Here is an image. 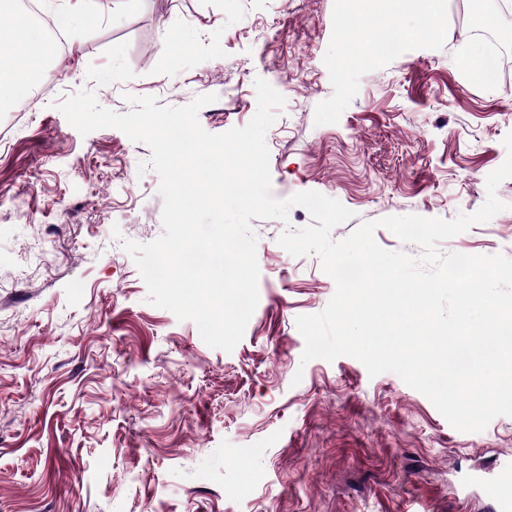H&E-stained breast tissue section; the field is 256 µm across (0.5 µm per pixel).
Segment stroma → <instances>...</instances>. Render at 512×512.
Wrapping results in <instances>:
<instances>
[{
  "label": "stroma",
  "instance_id": "obj_1",
  "mask_svg": "<svg viewBox=\"0 0 512 512\" xmlns=\"http://www.w3.org/2000/svg\"><path fill=\"white\" fill-rule=\"evenodd\" d=\"M505 30L507 69L469 80L484 49L472 6ZM498 0H449L448 31L398 49L360 0H40L70 19L68 54L0 106V512H493L511 489L512 417L455 429L396 374L350 356L302 362L295 319L335 282L318 255L256 219L259 301L232 352L147 301L124 244L163 232L150 148L116 128L80 135L58 110L87 90L117 113L127 96L180 107L202 128L246 125L255 79L285 99L266 134L271 193L316 191L352 211L332 240L386 216L477 211L512 132V20ZM36 111H29V103ZM505 211L440 241L443 253L512 258Z\"/></svg>",
  "mask_w": 512,
  "mask_h": 512
}]
</instances>
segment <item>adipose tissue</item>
I'll list each match as a JSON object with an SVG mask.
<instances>
[{"label":"adipose tissue","instance_id":"1","mask_svg":"<svg viewBox=\"0 0 512 512\" xmlns=\"http://www.w3.org/2000/svg\"><path fill=\"white\" fill-rule=\"evenodd\" d=\"M416 7L424 18V24L418 29H402L406 39L441 38L447 30L442 24L440 9L442 0H394V6L388 14L390 20H398L407 7ZM26 26L24 17L6 26H0V42L9 43L12 52L8 57L0 58V104L16 99L37 83L44 64L52 55L49 45L35 43L22 37Z\"/></svg>","mask_w":512,"mask_h":512}]
</instances>
